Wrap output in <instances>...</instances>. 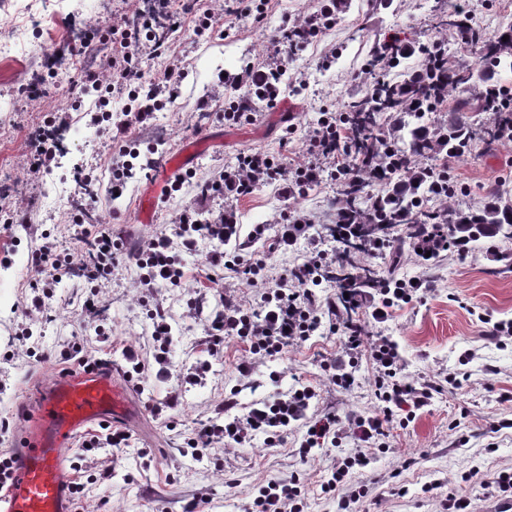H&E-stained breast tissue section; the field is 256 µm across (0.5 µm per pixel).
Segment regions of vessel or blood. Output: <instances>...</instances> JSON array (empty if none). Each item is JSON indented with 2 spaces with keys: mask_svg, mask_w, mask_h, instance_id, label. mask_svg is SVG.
Here are the masks:
<instances>
[{
  "mask_svg": "<svg viewBox=\"0 0 512 512\" xmlns=\"http://www.w3.org/2000/svg\"><path fill=\"white\" fill-rule=\"evenodd\" d=\"M128 409L126 389L96 372L67 374L40 388L28 423L9 450L13 475L0 493V512H68L67 450L77 431L122 417Z\"/></svg>",
  "mask_w": 512,
  "mask_h": 512,
  "instance_id": "1",
  "label": "vessel or blood"
}]
</instances>
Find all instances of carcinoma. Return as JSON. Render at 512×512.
I'll return each mask as SVG.
<instances>
[{
    "label": "carcinoma",
    "instance_id": "cac0c4a2",
    "mask_svg": "<svg viewBox=\"0 0 512 512\" xmlns=\"http://www.w3.org/2000/svg\"><path fill=\"white\" fill-rule=\"evenodd\" d=\"M509 39H504V36ZM474 48L479 72L468 65L448 61L443 47L423 49V62L418 68L400 73L398 81L377 80L367 87L364 95L350 105L349 121L357 131L350 141L352 153L366 166L374 169L377 179L386 185L385 191L369 196L362 183H343L337 189V204L350 214L354 221L351 232L336 222L327 230L336 237L338 262L331 270V278L346 288L366 289L375 287L382 276L371 266L360 262L359 256L378 242L385 243L392 259H398L405 251L406 237L390 236L391 223L403 224L412 232L422 223L424 198L428 185H440L448 181L442 170L429 173L418 170L413 177L415 185L407 192H397L390 184L389 170L385 162L391 152L407 153L424 157L433 146L437 150L462 156L476 139V130L465 121H452L434 131L425 126H412L406 118L417 120L424 111L411 106V101L430 104L435 102L438 87L448 91L461 90L466 96L457 99L461 112L485 111L491 113L490 126L481 130L483 137L492 141L500 133L497 122L512 121V89L498 86L499 70H512V24L502 27L492 36L480 37ZM401 57L395 56L386 46L372 48L369 66L372 70L397 68ZM450 234L465 237L472 243L499 237L512 242V197L495 195L492 201L477 212H456L448 222Z\"/></svg>",
    "mask_w": 512,
    "mask_h": 512
}]
</instances>
